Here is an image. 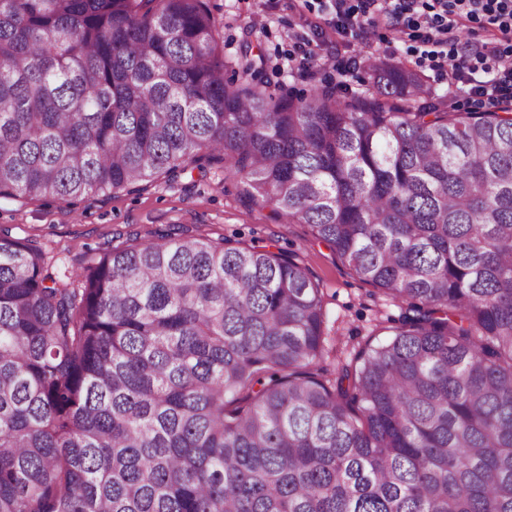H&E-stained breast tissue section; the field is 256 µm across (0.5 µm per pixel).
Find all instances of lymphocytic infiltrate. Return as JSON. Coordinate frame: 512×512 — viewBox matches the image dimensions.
<instances>
[{"label": "lymphocytic infiltrate", "instance_id": "lymphocytic-infiltrate-1", "mask_svg": "<svg viewBox=\"0 0 512 512\" xmlns=\"http://www.w3.org/2000/svg\"><path fill=\"white\" fill-rule=\"evenodd\" d=\"M330 25L362 38L383 25L414 41L416 62L438 76L468 84L486 111L512 104V0H330ZM474 24L487 31L479 44L460 42Z\"/></svg>", "mask_w": 512, "mask_h": 512}]
</instances>
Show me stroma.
<instances>
[{
	"mask_svg": "<svg viewBox=\"0 0 512 512\" xmlns=\"http://www.w3.org/2000/svg\"><path fill=\"white\" fill-rule=\"evenodd\" d=\"M209 5L219 24L226 80H238L235 62L249 50L261 57L270 90L299 96L312 85L329 82L343 95L371 89L367 60L372 57L417 70L449 109H478L457 86L417 67L408 44L389 28H377L364 41L342 36L307 0H209ZM298 36L321 47L306 74L288 62ZM0 227L9 229L13 238L35 241L61 269L86 265L99 249L151 241L172 228L212 239L273 244L298 254L323 291L326 344L332 350L323 366L330 370L340 368L366 343L384 341L387 334L380 330V321L401 313L399 303L361 281L316 242L307 225L274 218L269 207L251 201L240 180L218 165L159 178L142 191L124 190L91 201L1 198Z\"/></svg>",
	"mask_w": 512,
	"mask_h": 512,
	"instance_id": "1",
	"label": "stroma"
}]
</instances>
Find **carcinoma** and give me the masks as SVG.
<instances>
[{
	"label": "carcinoma",
	"mask_w": 512,
	"mask_h": 512,
	"mask_svg": "<svg viewBox=\"0 0 512 512\" xmlns=\"http://www.w3.org/2000/svg\"><path fill=\"white\" fill-rule=\"evenodd\" d=\"M240 69L208 0H0V198L222 163L407 311L330 377L295 254L176 228L73 278L1 230L0 512H512V110Z\"/></svg>",
	"instance_id": "1"
}]
</instances>
